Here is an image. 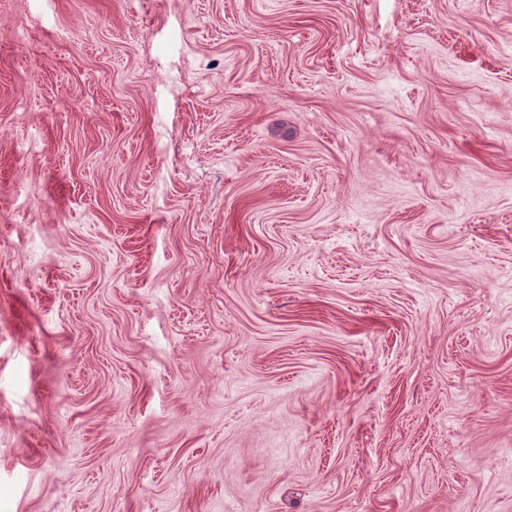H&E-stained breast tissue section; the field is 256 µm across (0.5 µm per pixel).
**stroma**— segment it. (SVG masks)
Returning <instances> with one entry per match:
<instances>
[{"label":"stroma","mask_w":512,"mask_h":512,"mask_svg":"<svg viewBox=\"0 0 512 512\" xmlns=\"http://www.w3.org/2000/svg\"><path fill=\"white\" fill-rule=\"evenodd\" d=\"M0 512H512V0H0Z\"/></svg>","instance_id":"obj_1"}]
</instances>
